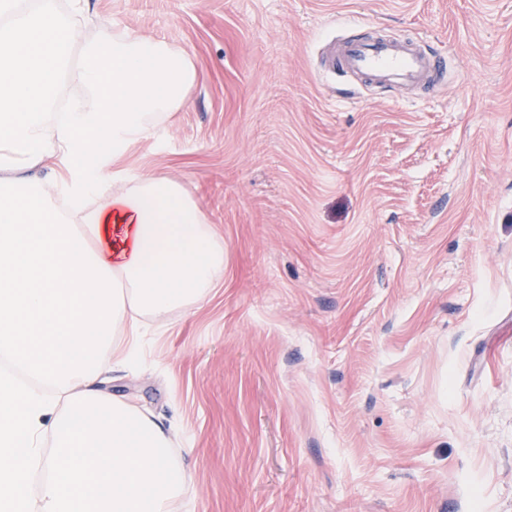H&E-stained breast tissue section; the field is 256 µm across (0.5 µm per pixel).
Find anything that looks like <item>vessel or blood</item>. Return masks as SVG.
Masks as SVG:
<instances>
[{
  "label": "vessel or blood",
  "instance_id": "obj_1",
  "mask_svg": "<svg viewBox=\"0 0 512 512\" xmlns=\"http://www.w3.org/2000/svg\"><path fill=\"white\" fill-rule=\"evenodd\" d=\"M330 68L367 83L388 87H425L445 73L441 58L401 40L353 39L334 45Z\"/></svg>",
  "mask_w": 512,
  "mask_h": 512
}]
</instances>
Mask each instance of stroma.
I'll list each match as a JSON object with an SVG mask.
<instances>
[{
    "label": "stroma",
    "mask_w": 512,
    "mask_h": 512,
    "mask_svg": "<svg viewBox=\"0 0 512 512\" xmlns=\"http://www.w3.org/2000/svg\"><path fill=\"white\" fill-rule=\"evenodd\" d=\"M81 41L188 49L120 166L224 244L101 388L173 427L172 512H512V0H88ZM339 36L442 54L428 90L324 70Z\"/></svg>",
    "instance_id": "stroma-1"
}]
</instances>
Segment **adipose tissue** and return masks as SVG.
Returning <instances> with one entry per match:
<instances>
[{"label": "adipose tissue", "mask_w": 512, "mask_h": 512, "mask_svg": "<svg viewBox=\"0 0 512 512\" xmlns=\"http://www.w3.org/2000/svg\"><path fill=\"white\" fill-rule=\"evenodd\" d=\"M85 2L0 0V512H170L188 491L168 430L97 384L135 357L130 313L191 312L224 275L182 187L119 168L194 63L136 33L79 43ZM63 84L82 95L61 116Z\"/></svg>", "instance_id": "ef3b65f1"}]
</instances>
